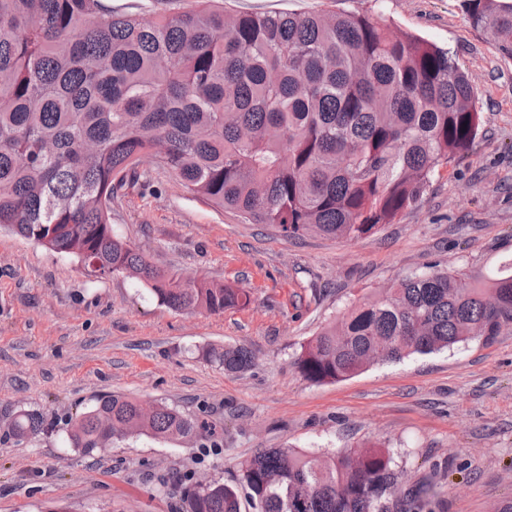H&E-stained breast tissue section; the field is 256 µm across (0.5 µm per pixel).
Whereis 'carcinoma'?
I'll return each instance as SVG.
<instances>
[{"mask_svg": "<svg viewBox=\"0 0 512 512\" xmlns=\"http://www.w3.org/2000/svg\"><path fill=\"white\" fill-rule=\"evenodd\" d=\"M154 20L106 0H0V228L78 260L95 278L125 274L175 311L221 314L247 291L155 267L112 233V199L148 159L193 198L286 237L354 240L423 198L478 135L476 94L451 53L366 15L227 14L219 0H167ZM470 25L512 56V0H461ZM512 331V266L480 278L434 269L352 305L302 347L310 381L337 382ZM228 372L245 347H213ZM205 424L162 401L96 398L70 419L91 454L134 435L190 442ZM19 442L42 430L12 414ZM377 443L317 455L269 448L237 483L198 482L190 512H433L432 490L398 495Z\"/></svg>", "mask_w": 512, "mask_h": 512, "instance_id": "carcinoma-1", "label": "carcinoma"}]
</instances>
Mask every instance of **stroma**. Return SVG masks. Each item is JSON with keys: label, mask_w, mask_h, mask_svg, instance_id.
<instances>
[{"label": "stroma", "mask_w": 512, "mask_h": 512, "mask_svg": "<svg viewBox=\"0 0 512 512\" xmlns=\"http://www.w3.org/2000/svg\"><path fill=\"white\" fill-rule=\"evenodd\" d=\"M231 13L367 14L447 48L477 93L481 129L393 223L345 241L282 236L194 200L144 163L112 204V229L157 266L247 289L221 314L170 310L122 274L0 229V512H187L201 479L235 483L262 448L330 454L386 444L404 489L432 486L435 512L512 503V332L494 342L380 364L339 382L306 380L301 347L348 307L432 267L494 274L512 262V57L473 29L460 0H224ZM244 346L231 373L213 347ZM112 392L161 400L221 434L218 447L130 437L86 454L69 447L72 413ZM37 411L19 442L3 419ZM208 358L228 372H242L254 365V356L245 347H213L208 351Z\"/></svg>", "instance_id": "35a3bbf8"}]
</instances>
